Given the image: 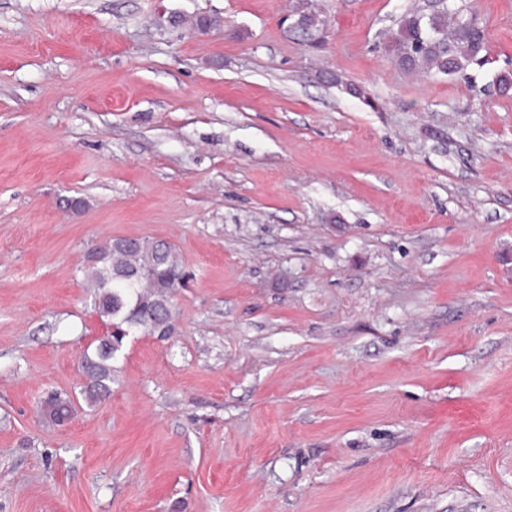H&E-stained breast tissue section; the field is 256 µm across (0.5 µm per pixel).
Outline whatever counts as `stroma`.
<instances>
[{
  "mask_svg": "<svg viewBox=\"0 0 512 512\" xmlns=\"http://www.w3.org/2000/svg\"><path fill=\"white\" fill-rule=\"evenodd\" d=\"M313 2L0 0V512H512V0L463 79ZM131 237L188 279L90 405ZM123 336L112 335L108 342L99 341L95 352L84 353L82 370L88 379L81 391L89 402H98L112 393L115 369L112 360L122 345ZM75 410L74 401L69 396L53 393L44 401L42 411L44 415L57 425L69 420Z\"/></svg>",
  "mask_w": 512,
  "mask_h": 512,
  "instance_id": "stroma-1",
  "label": "stroma"
}]
</instances>
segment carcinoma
Instances as JSON below:
<instances>
[{
	"mask_svg": "<svg viewBox=\"0 0 512 512\" xmlns=\"http://www.w3.org/2000/svg\"><path fill=\"white\" fill-rule=\"evenodd\" d=\"M296 14V27L304 33L317 31L324 23L306 3ZM388 49L403 70L464 78L469 64L485 62L487 46L476 17L466 14L465 6L456 5V0H449L430 15L418 9L406 11L388 40ZM183 278L172 246L163 241L135 243L119 238L96 252L87 287L94 309L112 322L117 334L82 357L88 379L82 394L87 401L98 402L112 393V360L122 345L121 333L137 330L166 336L172 332L167 307ZM74 410V401L58 393L42 405L44 415L57 425L68 421Z\"/></svg>",
	"mask_w": 512,
	"mask_h": 512,
	"instance_id": "1",
	"label": "carcinoma"
}]
</instances>
